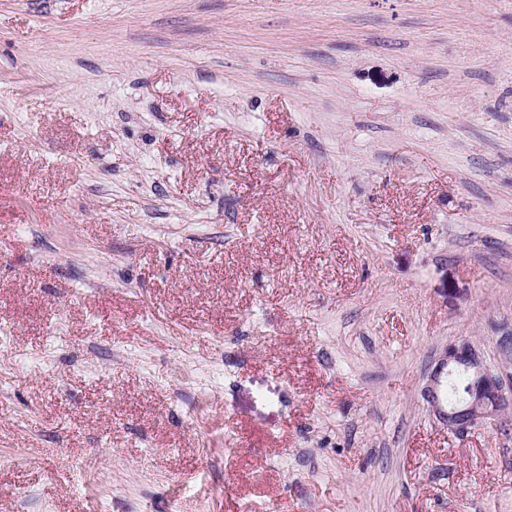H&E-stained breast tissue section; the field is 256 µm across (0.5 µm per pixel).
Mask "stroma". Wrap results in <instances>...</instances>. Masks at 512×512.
Masks as SVG:
<instances>
[{
	"label": "stroma",
	"instance_id": "35a3bbf8",
	"mask_svg": "<svg viewBox=\"0 0 512 512\" xmlns=\"http://www.w3.org/2000/svg\"><path fill=\"white\" fill-rule=\"evenodd\" d=\"M507 324L512 0H0V512H512ZM496 358L489 363L466 339L450 344L436 366L427 386V400L433 413L449 432L463 434L479 424H502L512 415V329L503 330L495 343ZM441 404L440 392L445 383ZM469 378V380H468Z\"/></svg>",
	"mask_w": 512,
	"mask_h": 512
}]
</instances>
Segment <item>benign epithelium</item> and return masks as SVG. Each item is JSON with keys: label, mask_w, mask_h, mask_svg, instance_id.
Returning <instances> with one entry per match:
<instances>
[{"label": "benign epithelium", "mask_w": 512, "mask_h": 512, "mask_svg": "<svg viewBox=\"0 0 512 512\" xmlns=\"http://www.w3.org/2000/svg\"><path fill=\"white\" fill-rule=\"evenodd\" d=\"M496 358L490 363L466 339L448 345L427 386V400L433 413L449 432L463 434L479 424H501L512 416V329L504 330L495 343ZM469 378L466 397L444 406L440 392L455 372Z\"/></svg>", "instance_id": "7a95c632"}]
</instances>
